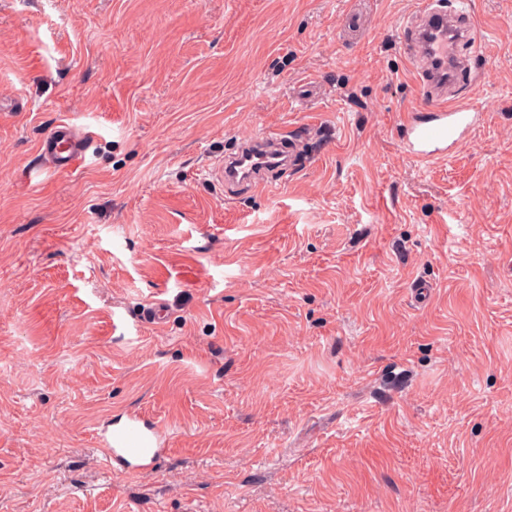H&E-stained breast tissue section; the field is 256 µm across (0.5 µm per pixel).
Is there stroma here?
Returning <instances> with one entry per match:
<instances>
[{"mask_svg":"<svg viewBox=\"0 0 512 512\" xmlns=\"http://www.w3.org/2000/svg\"><path fill=\"white\" fill-rule=\"evenodd\" d=\"M420 2L0 0V512H512V0L428 165ZM269 132L295 168L225 196ZM133 411L147 474L95 446ZM92 132L75 136L67 124H61L42 144L41 153L60 172H75L85 164Z\"/></svg>","mask_w":512,"mask_h":512,"instance_id":"obj_1","label":"stroma"}]
</instances>
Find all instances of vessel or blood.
I'll return each mask as SVG.
<instances>
[{
	"mask_svg": "<svg viewBox=\"0 0 512 512\" xmlns=\"http://www.w3.org/2000/svg\"><path fill=\"white\" fill-rule=\"evenodd\" d=\"M401 44L414 65L419 102L411 109L402 139L405 151L428 164L450 155L452 147L480 123L483 111L471 102L469 87L478 81L475 58L466 47L476 30L468 6L448 11L442 0H422L419 11L400 27ZM91 133L74 135L61 125L41 147L43 156L60 172H74L85 164ZM280 134L244 139L238 152L217 164L227 186H234L230 168L248 162L247 182L260 183L265 172L276 169ZM165 430L133 413L114 430L100 433L97 446L105 457L124 468L133 461L154 468L163 457Z\"/></svg>",
	"mask_w": 512,
	"mask_h": 512,
	"instance_id": "1",
	"label": "vessel or blood"
}]
</instances>
